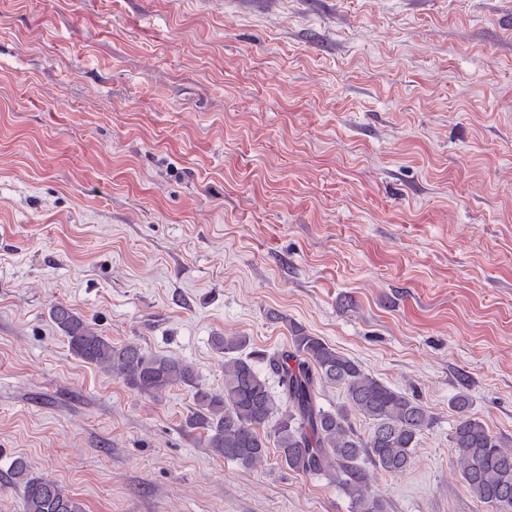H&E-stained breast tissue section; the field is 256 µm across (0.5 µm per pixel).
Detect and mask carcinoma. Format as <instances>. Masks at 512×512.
I'll list each match as a JSON object with an SVG mask.
<instances>
[{"label": "carcinoma", "mask_w": 512, "mask_h": 512, "mask_svg": "<svg viewBox=\"0 0 512 512\" xmlns=\"http://www.w3.org/2000/svg\"><path fill=\"white\" fill-rule=\"evenodd\" d=\"M50 316L74 356L116 374L131 390L155 396L178 384L193 388L199 411L191 425L207 431L214 455L251 469L272 447L288 469L335 482L349 498L351 512H385L381 494L367 485L358 461L367 457L387 472H405L419 436L433 426L432 414L420 402L365 373L295 323L289 326V345L266 357L278 379L275 396L255 370L254 357L240 355L244 336L211 337L224 353V390L215 392L201 387L184 361L151 354L135 341L116 344L63 304L54 305ZM330 385L345 395L334 409L319 401L320 391ZM453 408L450 441L466 489L492 512H512V450L469 413L467 394L457 395ZM353 412L370 421L367 437L352 431ZM11 482L22 489L23 512H85L57 481L32 475L23 456L13 461Z\"/></svg>", "instance_id": "cac0c4a2"}]
</instances>
